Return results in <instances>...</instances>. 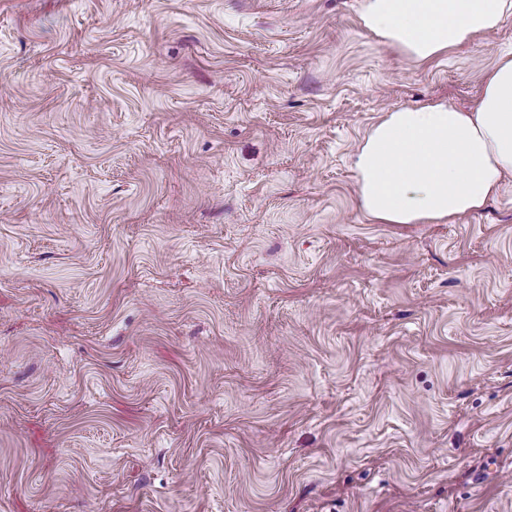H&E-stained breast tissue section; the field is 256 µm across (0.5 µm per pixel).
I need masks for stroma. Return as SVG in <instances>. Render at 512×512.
Here are the masks:
<instances>
[{"instance_id":"1","label":"stroma","mask_w":512,"mask_h":512,"mask_svg":"<svg viewBox=\"0 0 512 512\" xmlns=\"http://www.w3.org/2000/svg\"><path fill=\"white\" fill-rule=\"evenodd\" d=\"M360 0H0V512H512V175L374 224L386 112L471 107Z\"/></svg>"}]
</instances>
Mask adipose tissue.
<instances>
[{
    "mask_svg": "<svg viewBox=\"0 0 512 512\" xmlns=\"http://www.w3.org/2000/svg\"><path fill=\"white\" fill-rule=\"evenodd\" d=\"M512 0H362L363 27L430 63L497 29ZM360 204L376 224H428L481 211L512 174V55L482 75L474 107H401L354 157Z\"/></svg>",
    "mask_w": 512,
    "mask_h": 512,
    "instance_id": "adipose-tissue-1",
    "label": "adipose tissue"
}]
</instances>
